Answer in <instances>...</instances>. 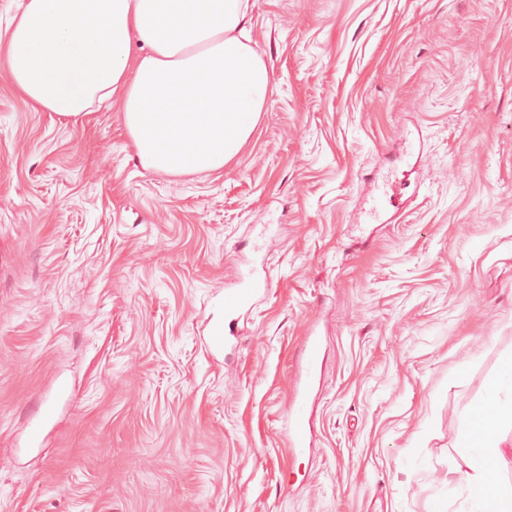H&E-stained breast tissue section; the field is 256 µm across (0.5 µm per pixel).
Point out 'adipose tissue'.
Segmentation results:
<instances>
[{"mask_svg": "<svg viewBox=\"0 0 512 512\" xmlns=\"http://www.w3.org/2000/svg\"><path fill=\"white\" fill-rule=\"evenodd\" d=\"M166 19L177 36H159ZM248 23L247 0H25L0 35V62L17 93L64 123L117 100L145 167L173 176L217 171L249 140L271 95L269 70L246 42ZM506 423L511 358L468 414L458 475L469 512H512V485L492 473Z\"/></svg>", "mask_w": 512, "mask_h": 512, "instance_id": "ef3b65f1", "label": "adipose tissue"}]
</instances>
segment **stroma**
<instances>
[{
  "label": "stroma",
  "mask_w": 512,
  "mask_h": 512,
  "mask_svg": "<svg viewBox=\"0 0 512 512\" xmlns=\"http://www.w3.org/2000/svg\"><path fill=\"white\" fill-rule=\"evenodd\" d=\"M249 17L272 93L219 171L145 168L118 106L65 124L0 69V512H464L512 356V0ZM245 273L268 295L223 315ZM320 371V347L316 337L308 336L305 356L300 361L299 374L293 387L288 413L289 446L293 452L307 446V401Z\"/></svg>",
  "instance_id": "stroma-1"
}]
</instances>
